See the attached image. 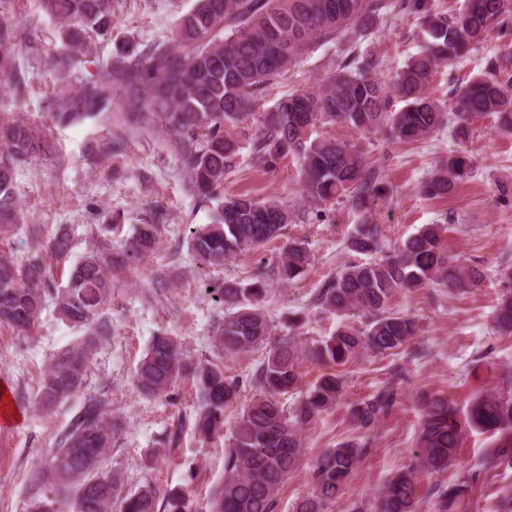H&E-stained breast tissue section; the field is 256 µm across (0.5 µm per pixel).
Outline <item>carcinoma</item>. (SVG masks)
<instances>
[{
    "label": "carcinoma",
    "mask_w": 512,
    "mask_h": 512,
    "mask_svg": "<svg viewBox=\"0 0 512 512\" xmlns=\"http://www.w3.org/2000/svg\"><path fill=\"white\" fill-rule=\"evenodd\" d=\"M40 15L58 24L64 51L49 58L50 67L70 78L87 42L112 35V0H37ZM401 7L424 14L421 51L387 83L373 76L375 61L361 50L387 8L384 0H193L175 25L134 57L121 56L97 68L75 89L45 95L41 111L52 122L75 125L118 108L138 117L158 120L175 136L174 149L198 202L212 208L213 221L191 232L189 245L197 264L222 265L240 253L259 248L283 235L292 214L280 201L226 196L224 177L248 151L255 166L273 171L290 154L302 159L304 192L312 203L326 207L349 201L360 214L347 248L361 255L377 254L366 262H350L320 290L315 303L343 319L335 332L307 349L292 330L271 339L270 323L261 303L268 280L280 283L300 278L309 266L303 242L280 252L273 267L252 274L249 282L226 280L214 288L227 309L216 342L240 353L269 346L265 359L249 380L252 401L237 418L224 457V481L213 491L211 512H276L280 487L294 473L303 454L300 429L327 410L339 397L343 382L335 368L367 352L397 351L418 335V320L391 308L394 294L443 286L471 288L483 279L479 268L466 265L444 245L447 227L426 224L393 253L382 254V230L373 221L378 177L357 145L331 137L311 140L317 125H350L369 132L385 126L392 140L410 142L427 137L455 120L456 131L467 135V123L485 114L496 115L512 128V51L488 62L487 74L455 90L452 112L427 97L425 88L436 67L464 57L487 37L512 31V0H465L453 16L435 13L429 0H402ZM343 46L342 59L319 83L281 98L269 112L260 111L265 93L291 66L316 46ZM41 55L38 23L0 20V232L23 223L15 193L18 171L38 157L54 153L38 126L5 109L4 101L24 96L30 80L17 61L19 47ZM404 102L392 109V98ZM124 142L107 140L92 158L122 152ZM468 159L451 154L422 185L428 197H449L467 177ZM161 216L139 224L133 237L116 251L109 243L87 251L73 265L65 285L58 286L47 270L42 252L18 262L0 255V324L25 335L48 303L74 328L83 330L77 344L58 351L44 370L37 401L45 409L63 404L83 392L92 352L112 336V322L101 317L112 296V271L136 264L153 247ZM59 259L68 257L72 237L65 228L44 245ZM364 318L358 326L347 321ZM497 323L512 328V292L498 306ZM330 369L306 389L296 407L287 411L280 397L302 384L301 354ZM140 392L156 396L190 378L201 404L192 420L194 434L207 441L224 428V410L234 401L241 383L224 376V368L206 359L187 362L180 342L159 335L135 368ZM394 392L385 388L350 412L354 425L371 426L391 407ZM103 391L85 399L54 448L32 469L37 489L28 512H57L59 493L72 512H190L188 498L169 490L159 504L156 488H124L122 473L104 468L122 421L108 410ZM422 425L413 465L393 475L383 486L380 512H417L418 472L448 469L460 448L464 430L489 434L482 461L486 470L512 467V393L486 392L472 398L465 414L445 395L421 399ZM363 448L342 442L320 453L311 474V495L295 512H323L324 505L345 489ZM474 485L467 474L434 487L437 512H466Z\"/></svg>",
    "instance_id": "obj_1"
}]
</instances>
